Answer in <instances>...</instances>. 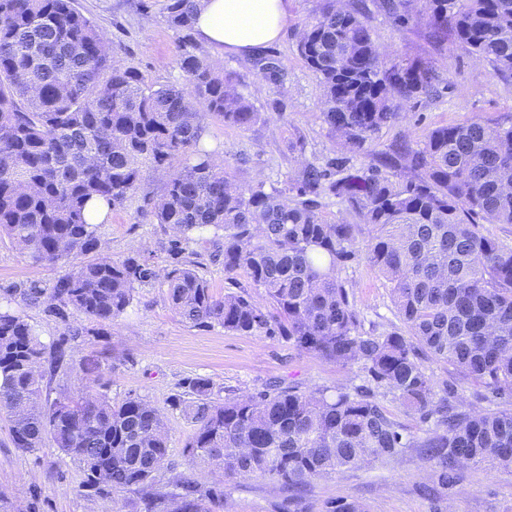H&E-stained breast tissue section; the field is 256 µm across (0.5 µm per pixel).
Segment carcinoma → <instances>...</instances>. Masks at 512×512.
I'll return each mask as SVG.
<instances>
[{
    "label": "carcinoma",
    "instance_id": "cac0c4a2",
    "mask_svg": "<svg viewBox=\"0 0 512 512\" xmlns=\"http://www.w3.org/2000/svg\"><path fill=\"white\" fill-rule=\"evenodd\" d=\"M418 2L437 46L457 42L512 77V0ZM195 9L196 0H165L182 33L185 82L157 83L114 61L72 0H0V236L39 264L76 261L49 290L35 280L0 290V414L14 447L31 453L51 436L83 470V490L132 493L137 512H211L234 478L273 482L296 505L314 481L407 448L425 450L442 490L481 463L511 471L512 409L460 410L454 389L435 390L422 356L483 386L487 401L512 403V245L481 231L512 224V120L440 125L374 163L352 164L370 156L401 104L432 97L440 78L430 60L388 58L353 0H322L297 50L323 87L322 120L341 156L304 163L284 189L238 183L203 146L207 120L247 131L259 112L236 76L188 50ZM256 66L283 84L278 65ZM146 169L163 172L160 193H139ZM332 197L359 223L326 220ZM93 201L112 209L138 202L137 212L173 233V256L205 233L220 242L224 274L241 273L248 285L218 296L176 261L166 299L183 321L278 336L357 367L367 383L309 393L273 384L221 401L210 379L191 380L171 407L194 425L189 461L222 471L211 485L170 461L156 406L135 394L114 402L103 391V356L80 361L85 384L72 409L44 399L42 367H67L80 335L69 315L115 322L135 289L158 278L138 256L80 260L100 249L86 217ZM361 259L385 279L400 325L364 330L341 277ZM41 305L65 324L49 345L20 311ZM381 389L434 424L423 439L389 418Z\"/></svg>",
    "mask_w": 512,
    "mask_h": 512
}]
</instances>
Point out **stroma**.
Returning a JSON list of instances; mask_svg holds the SVG:
<instances>
[{"instance_id": "1", "label": "stroma", "mask_w": 512, "mask_h": 512, "mask_svg": "<svg viewBox=\"0 0 512 512\" xmlns=\"http://www.w3.org/2000/svg\"><path fill=\"white\" fill-rule=\"evenodd\" d=\"M319 3L291 0L285 29L266 48L285 71L280 86L262 79L255 57L228 55L203 41L195 43L196 53L242 78L244 93L263 116L248 131L217 120L208 123L206 146L222 157L237 182L261 179L282 189L289 171L301 161L322 164L338 151L320 115L323 88L296 47L298 30ZM361 5L375 41L389 57L435 61L442 78L438 97L406 107L399 122L377 135L373 153L421 137L439 125L478 118L498 122L512 116L511 77L494 75L487 63L458 44L438 49L424 21L401 23L382 9L381 0H361ZM74 6L105 34L115 60L133 64L153 82L181 81L176 64L179 36L169 25L161 0L148 12L141 0H75ZM298 138L305 144L301 155L288 149ZM97 233L108 257L137 255L161 273L172 265L166 251L168 234L140 216L135 206L111 210ZM191 249L190 262L215 294L244 285L243 276H225L223 263L213 258L209 238L196 240ZM71 268L68 260L34 263L9 238H0V289L31 280L49 287ZM344 277L353 286V302L366 323H397L386 281L367 261L352 264ZM166 290L160 279L137 289L132 305L106 335H85L73 342L72 368L46 374L44 386L52 400L77 393L82 382L76 363L91 352L102 353L107 358L102 381L109 397L118 400L133 392L160 408L167 418L172 460L200 482H210V475L191 467L183 454L194 426L170 406L187 379L210 378L224 398L253 393L273 382L308 393L361 380L358 369L314 357L277 337L240 336L219 326L187 324L169 307ZM432 469L422 449L410 448L373 467L344 469L314 481L300 507L302 512H327L332 502L348 499L365 504L370 512H512V472L486 466L469 469L454 493L444 496L429 487ZM83 480L82 469L61 454L52 438H45L33 453L14 448L9 425L0 417V499L14 512H133L132 494L90 495L81 488ZM284 498L270 482L237 479L224 485V512H281Z\"/></svg>"}]
</instances>
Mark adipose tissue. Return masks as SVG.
Here are the masks:
<instances>
[{"label": "adipose tissue", "mask_w": 512, "mask_h": 512, "mask_svg": "<svg viewBox=\"0 0 512 512\" xmlns=\"http://www.w3.org/2000/svg\"><path fill=\"white\" fill-rule=\"evenodd\" d=\"M290 0H199L194 30L226 54L247 56L277 40Z\"/></svg>", "instance_id": "adipose-tissue-1"}]
</instances>
